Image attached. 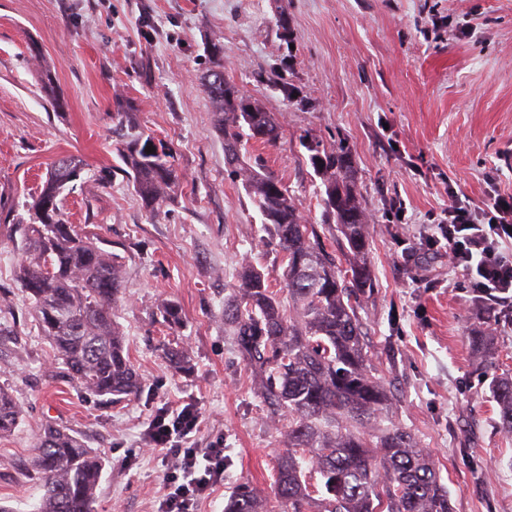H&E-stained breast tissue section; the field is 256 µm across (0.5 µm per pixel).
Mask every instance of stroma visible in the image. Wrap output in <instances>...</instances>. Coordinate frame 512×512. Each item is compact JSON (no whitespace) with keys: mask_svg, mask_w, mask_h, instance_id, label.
<instances>
[{"mask_svg":"<svg viewBox=\"0 0 512 512\" xmlns=\"http://www.w3.org/2000/svg\"><path fill=\"white\" fill-rule=\"evenodd\" d=\"M215 43L226 78L281 122L277 145L251 143L250 155L331 246L336 228L321 221V180L299 137L348 147L376 276L360 315L372 373L395 394L392 420L433 459L452 512H512V433L469 342L492 336L502 373L512 375V324L479 323L470 289L423 242L449 187L484 201L485 173L512 151V0H0V200L23 214L52 162L84 161L63 210L122 258L117 323L144 380L134 401L101 405L53 369L13 277L23 254L0 224V307L11 313L0 319V384L23 411L0 438V503L34 512L42 488L32 461L52 422L105 459L96 512H160L173 458L151 449L149 428L188 403L201 416L193 446H223L227 459L196 512H224L241 480L271 492L288 422L267 414L222 310L243 262L275 290L282 267L276 244L259 240L261 217L241 182L225 171L216 107L201 86ZM44 68L63 108L39 91ZM126 99L181 174L176 200L152 213L114 170L112 114ZM395 199L406 224L387 221ZM165 299L181 308L175 336L156 317ZM165 345L187 352L189 371L170 367Z\"/></svg>","mask_w":512,"mask_h":512,"instance_id":"obj_1","label":"stroma"}]
</instances>
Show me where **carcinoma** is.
<instances>
[{
  "mask_svg": "<svg viewBox=\"0 0 512 512\" xmlns=\"http://www.w3.org/2000/svg\"><path fill=\"white\" fill-rule=\"evenodd\" d=\"M218 111L216 130L224 160L262 217L261 231L282 255L286 297L270 287L253 265L238 284L224 289V328L257 376L260 394L274 416H288L286 449L277 459L273 494L286 512H452L448 491L426 452L389 418L390 392L367 364L361 299L374 288L366 262L368 215L356 192L355 167L341 143L326 149L306 133L301 145L322 181L323 223L336 225L350 255L341 268L326 250L278 179L248 163L247 145L276 144L280 125L228 80L205 84ZM142 128L134 107L117 102L112 141L118 170L141 206L157 210L180 186L170 149ZM81 161L54 164L39 193L27 204L30 223L10 219L0 208L25 254L15 268L21 292L32 306L52 364L87 394L105 403L131 401L142 378L131 362L116 321L124 303L123 266L99 238L69 224L60 208L69 184L80 178ZM159 314L169 329L182 326L173 301ZM474 350L493 367L495 349L486 336L472 337ZM501 426L512 431V376L491 386ZM22 412L10 389L0 385V438L10 435ZM104 458L67 428L43 426L33 460L43 495L36 512H95ZM268 500L248 481L232 487L224 512H268Z\"/></svg>",
  "mask_w": 512,
  "mask_h": 512,
  "instance_id": "cac0c4a2",
  "label": "carcinoma"
}]
</instances>
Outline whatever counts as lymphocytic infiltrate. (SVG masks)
<instances>
[{
	"label": "lymphocytic infiltrate",
	"mask_w": 512,
	"mask_h": 512,
	"mask_svg": "<svg viewBox=\"0 0 512 512\" xmlns=\"http://www.w3.org/2000/svg\"><path fill=\"white\" fill-rule=\"evenodd\" d=\"M448 197L437 230L448 251L449 267L462 274L468 288L481 289L487 300L512 305V194L490 196L481 206L453 188ZM199 423L198 410L187 404L149 434L155 449L171 450L174 456L164 476L170 492L163 512H194L196 501L224 475L223 449L189 445Z\"/></svg>",
	"instance_id": "obj_1"
}]
</instances>
